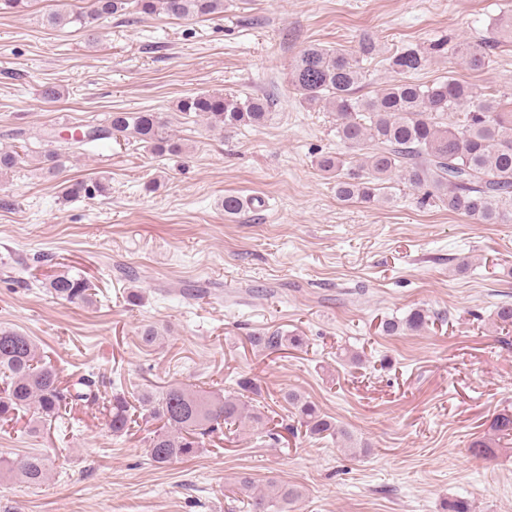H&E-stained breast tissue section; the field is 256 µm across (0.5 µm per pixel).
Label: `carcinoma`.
<instances>
[{"instance_id":"carcinoma-1","label":"carcinoma","mask_w":512,"mask_h":512,"mask_svg":"<svg viewBox=\"0 0 512 512\" xmlns=\"http://www.w3.org/2000/svg\"><path fill=\"white\" fill-rule=\"evenodd\" d=\"M132 13L204 19L224 13V0H90L88 10L50 13L46 22L52 26L74 24L91 32L104 17ZM492 31L490 40L454 43L442 38L427 48L407 45L396 49L385 62L397 79L367 97L359 92L368 75L363 61L379 51L372 38L362 37L351 54L320 44H310L300 52L290 71L291 85L303 104L320 105L335 113L336 138L360 157V164L344 175L345 161L339 154L327 152L317 161L322 171L336 175L340 199L371 203L383 197L387 183L397 178L423 191L422 204L438 203L480 224L512 222V94L453 76L432 83L418 79L432 56L450 55L472 71L484 69L490 50L503 39L512 40V15L495 18ZM177 110L226 130L261 126L271 115L270 101L264 96L209 91L181 98ZM119 137L144 141L159 155L182 152L180 139L163 131L159 113L149 110L113 112L102 123L86 125L65 144L74 151L91 142ZM20 161L14 148H0V175L13 171ZM69 193L92 199L106 194L107 185L78 181L71 184ZM46 288L69 303L88 305L93 301L90 283L78 273H59ZM427 326V314L415 310L402 322L385 323L384 331L419 332ZM249 341L271 353L301 344L299 337L278 330L251 336ZM0 383L1 419L32 407L39 418L51 421L74 406L100 402L112 434L121 435L134 423L125 393L115 391L100 401L90 375H80L72 384L62 386L58 371L37 360L32 337L16 329H0ZM283 399L310 436L329 437L353 455L365 450L347 428L301 394L287 391ZM137 401L148 418L160 423L148 445L152 462L160 468L195 457L205 438L223 429L234 433L247 424L257 438H273L262 413L236 393L220 395L170 384L158 393L138 394ZM489 429L494 435L512 437V414H497ZM9 471L33 488L45 484L50 475L48 459L35 452L12 463ZM236 485L246 498L247 512H288L302 497L294 484L270 481L261 486L248 473L240 475Z\"/></svg>"}]
</instances>
